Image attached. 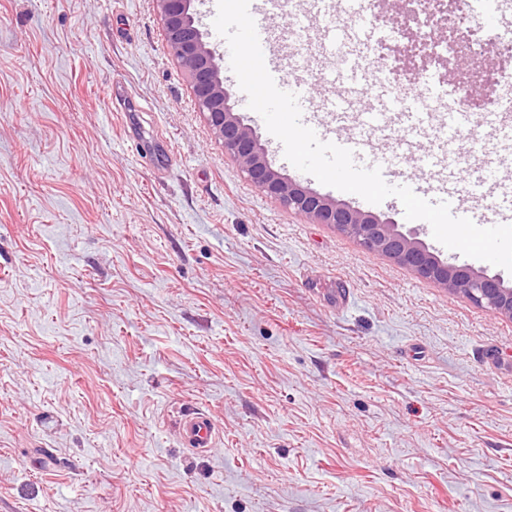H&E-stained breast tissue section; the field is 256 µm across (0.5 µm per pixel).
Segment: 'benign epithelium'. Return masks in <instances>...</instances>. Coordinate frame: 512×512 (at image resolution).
Returning a JSON list of instances; mask_svg holds the SVG:
<instances>
[{
    "mask_svg": "<svg viewBox=\"0 0 512 512\" xmlns=\"http://www.w3.org/2000/svg\"><path fill=\"white\" fill-rule=\"evenodd\" d=\"M170 55L186 75L195 106L215 137L246 177L249 184L313 224H330L355 237L371 253L388 256L474 304L512 319V287L497 275H488L466 264L440 259L412 234L391 220L353 208L285 177L274 168L255 130L229 104L224 87L223 54L208 40L198 0H154ZM402 18L397 50L402 75L410 78L431 65L448 70V60L432 51V43L419 39L411 24L424 11L423 0H395ZM429 13L436 39L448 40V16L457 10L456 0H433ZM468 69L466 101L474 112H483L493 98L483 92L489 78L470 54H462Z\"/></svg>",
    "mask_w": 512,
    "mask_h": 512,
    "instance_id": "7a95c632",
    "label": "benign epithelium"
}]
</instances>
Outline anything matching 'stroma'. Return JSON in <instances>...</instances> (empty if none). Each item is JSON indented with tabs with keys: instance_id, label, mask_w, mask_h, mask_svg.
Listing matches in <instances>:
<instances>
[{
	"instance_id": "obj_1",
	"label": "stroma",
	"mask_w": 512,
	"mask_h": 512,
	"mask_svg": "<svg viewBox=\"0 0 512 512\" xmlns=\"http://www.w3.org/2000/svg\"><path fill=\"white\" fill-rule=\"evenodd\" d=\"M328 12L267 18L316 104ZM0 512H512V320L255 190L153 0H0ZM180 436L187 448L202 453L213 447L216 428L207 414L192 411L183 415L180 422Z\"/></svg>"
}]
</instances>
